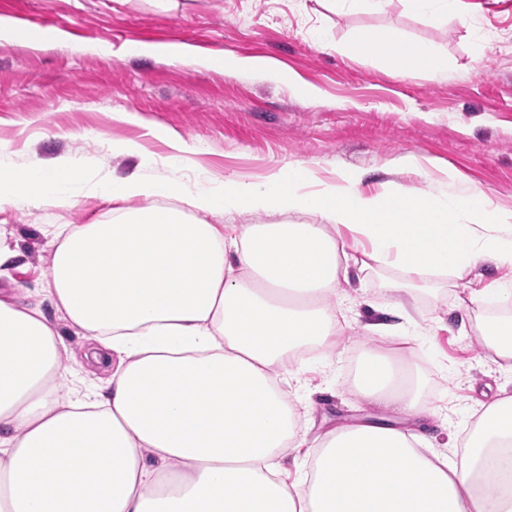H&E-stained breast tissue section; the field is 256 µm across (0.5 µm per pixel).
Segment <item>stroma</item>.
Here are the masks:
<instances>
[{"mask_svg":"<svg viewBox=\"0 0 512 512\" xmlns=\"http://www.w3.org/2000/svg\"><path fill=\"white\" fill-rule=\"evenodd\" d=\"M0 16L43 41L0 44V165L22 167L62 156L81 160L89 172L126 176L138 159L113 154L116 141L140 142L145 155L172 154V140L192 146L190 167H161L158 175L213 186L224 181L263 183L276 168L302 164L311 188L335 183L348 169L365 172L374 193L392 185L448 189L449 176L479 187L492 206L512 209V0H459L456 16L440 23L408 12L402 0L382 11L332 13L319 0H0ZM323 28L325 42L309 30ZM492 39L476 57L472 31ZM69 39L52 42L54 30ZM433 46L448 65L396 77L380 58L346 54L352 38L386 31ZM111 46L110 55L85 52L88 44ZM188 43L214 59L240 56L277 62L283 77L269 81L201 69L162 56H128L130 44ZM133 112L138 122L117 120ZM432 160L427 178L402 163ZM108 203L80 199L57 206L25 205L0 210L22 256L0 289L47 287L51 248L47 224H92ZM380 267L351 271L343 342L332 368L309 351L299 375L311 403L309 437L373 413L352 386L356 359L384 342L364 326L392 301ZM464 282L420 288L415 304L429 351L417 361L426 393L441 412L427 430L441 446L462 429L466 408L482 392L503 387L512 376L483 353L474 333L462 330L471 314L458 310Z\"/></svg>","mask_w":512,"mask_h":512,"instance_id":"obj_1","label":"stroma"}]
</instances>
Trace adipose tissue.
I'll list each match as a JSON object with an SVG mask.
<instances>
[{
  "instance_id": "obj_1",
  "label": "adipose tissue",
  "mask_w": 512,
  "mask_h": 512,
  "mask_svg": "<svg viewBox=\"0 0 512 512\" xmlns=\"http://www.w3.org/2000/svg\"><path fill=\"white\" fill-rule=\"evenodd\" d=\"M352 50L387 56L401 77L443 71L431 46L392 32ZM112 150L138 171L92 177L69 157L0 171V208L111 204L99 222L43 227L45 304L0 292V512H512V395L478 402L466 436L435 447L423 342L355 371L361 395L398 420L334 427L310 448L280 384L303 350L338 347L352 254L399 271L402 320L414 282L493 266L467 301L501 307L472 328L512 373V209L488 210L476 188L367 193L357 170L312 190L301 164L258 186L192 188L157 176L137 141ZM231 212L284 220L214 223ZM48 305L111 356L103 383L63 368Z\"/></svg>"
}]
</instances>
